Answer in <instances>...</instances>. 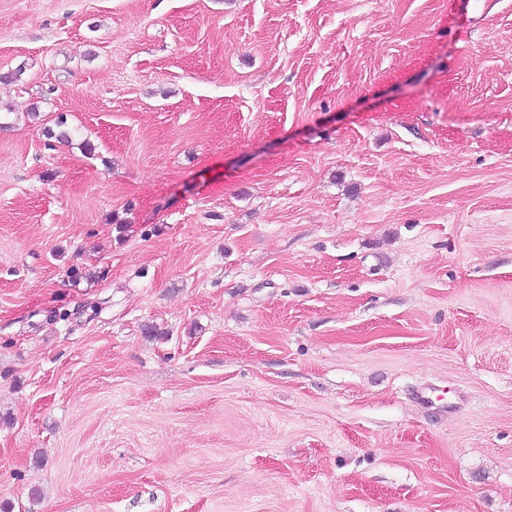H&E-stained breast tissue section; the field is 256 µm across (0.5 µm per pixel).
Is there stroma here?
I'll use <instances>...</instances> for the list:
<instances>
[{
    "instance_id": "1",
    "label": "stroma",
    "mask_w": 512,
    "mask_h": 512,
    "mask_svg": "<svg viewBox=\"0 0 512 512\" xmlns=\"http://www.w3.org/2000/svg\"><path fill=\"white\" fill-rule=\"evenodd\" d=\"M0 503L512 512V0H0Z\"/></svg>"
}]
</instances>
